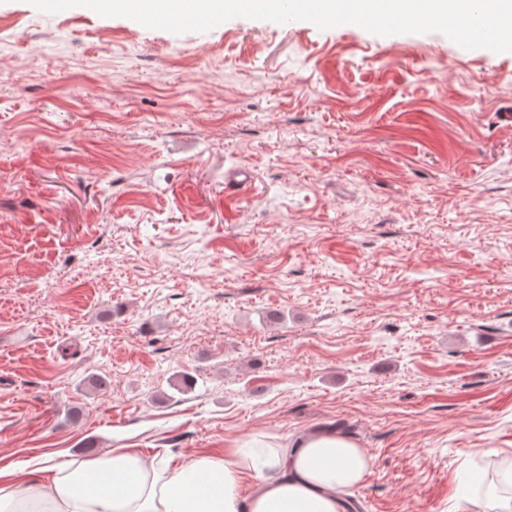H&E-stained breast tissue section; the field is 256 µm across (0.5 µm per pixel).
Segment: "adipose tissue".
Listing matches in <instances>:
<instances>
[{
	"label": "adipose tissue",
	"instance_id": "ef3b65f1",
	"mask_svg": "<svg viewBox=\"0 0 512 512\" xmlns=\"http://www.w3.org/2000/svg\"><path fill=\"white\" fill-rule=\"evenodd\" d=\"M259 482L242 494L244 470ZM367 469L361 448L324 432L287 445L251 442L234 460L202 456L177 468L116 449L88 461L38 462L23 484L0 470V512H345ZM52 474L43 481L41 472Z\"/></svg>",
	"mask_w": 512,
	"mask_h": 512
}]
</instances>
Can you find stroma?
Instances as JSON below:
<instances>
[{
	"mask_svg": "<svg viewBox=\"0 0 512 512\" xmlns=\"http://www.w3.org/2000/svg\"><path fill=\"white\" fill-rule=\"evenodd\" d=\"M502 112L512 52L438 32L0 0V469L340 422L359 512H472L512 462Z\"/></svg>",
	"mask_w": 512,
	"mask_h": 512,
	"instance_id": "stroma-1",
	"label": "stroma"
}]
</instances>
